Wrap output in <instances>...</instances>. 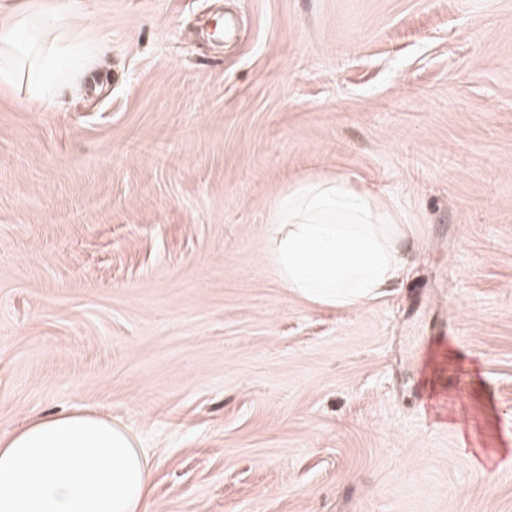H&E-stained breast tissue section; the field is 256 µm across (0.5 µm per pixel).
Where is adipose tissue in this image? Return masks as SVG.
<instances>
[{
    "instance_id": "1",
    "label": "adipose tissue",
    "mask_w": 512,
    "mask_h": 512,
    "mask_svg": "<svg viewBox=\"0 0 512 512\" xmlns=\"http://www.w3.org/2000/svg\"><path fill=\"white\" fill-rule=\"evenodd\" d=\"M69 16L44 0L0 6V86L51 109L57 86L41 55L66 47ZM54 43H47V33ZM270 261L289 294L350 309L399 279L406 232L369 192L342 177L303 180L271 208ZM151 470L143 449L87 412L37 419L0 441V512H145Z\"/></svg>"
}]
</instances>
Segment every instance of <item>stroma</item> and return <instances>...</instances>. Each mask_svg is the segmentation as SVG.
Returning <instances> with one entry per match:
<instances>
[{"label":"stroma","mask_w":512,"mask_h":512,"mask_svg":"<svg viewBox=\"0 0 512 512\" xmlns=\"http://www.w3.org/2000/svg\"><path fill=\"white\" fill-rule=\"evenodd\" d=\"M63 4L82 95L0 89V439L105 418L148 512H512V0ZM336 176L410 233L354 310L268 255Z\"/></svg>","instance_id":"stroma-1"}]
</instances>
